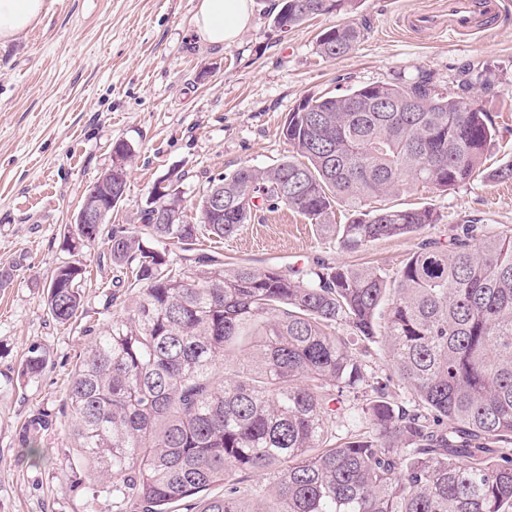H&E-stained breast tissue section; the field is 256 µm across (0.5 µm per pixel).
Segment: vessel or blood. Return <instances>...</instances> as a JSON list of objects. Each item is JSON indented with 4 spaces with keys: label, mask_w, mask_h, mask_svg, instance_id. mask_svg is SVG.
Wrapping results in <instances>:
<instances>
[{
    "label": "vessel or blood",
    "mask_w": 512,
    "mask_h": 512,
    "mask_svg": "<svg viewBox=\"0 0 512 512\" xmlns=\"http://www.w3.org/2000/svg\"><path fill=\"white\" fill-rule=\"evenodd\" d=\"M500 15V0H441L437 10L406 14L403 28L409 33L445 29L453 35L470 36L486 31Z\"/></svg>",
    "instance_id": "b4317fda"
}]
</instances>
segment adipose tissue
<instances>
[{"instance_id":"obj_1","label":"adipose tissue","mask_w":512,"mask_h":512,"mask_svg":"<svg viewBox=\"0 0 512 512\" xmlns=\"http://www.w3.org/2000/svg\"><path fill=\"white\" fill-rule=\"evenodd\" d=\"M47 0H0V41L25 35L37 26ZM253 0H197L193 28L200 41L223 44L235 41L248 26Z\"/></svg>"}]
</instances>
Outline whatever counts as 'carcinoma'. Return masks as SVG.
I'll return each instance as SVG.
<instances>
[{
    "mask_svg": "<svg viewBox=\"0 0 512 512\" xmlns=\"http://www.w3.org/2000/svg\"><path fill=\"white\" fill-rule=\"evenodd\" d=\"M355 2L281 0L274 22L288 29ZM363 37L356 23L329 26L317 53L334 61ZM469 90L450 96L424 70L307 96L282 126L291 155L211 179L197 222L112 225L103 256L131 276L120 283L135 299L85 347L66 400L80 486L107 512H512V233L468 224L446 245L419 244L390 279L325 264L295 279L200 257L184 277L166 268L169 250L220 242L264 208H290L354 253L437 222L426 206L370 210L372 198L512 181V159L485 167L496 128ZM218 187L219 219L207 210ZM338 202L356 212L350 223L334 222ZM97 233L72 224L64 241ZM84 273L48 276L56 322L81 313ZM380 351L385 382L367 360ZM46 364L32 345L18 377ZM346 393L362 404L343 423ZM52 425L44 410L28 416L29 452Z\"/></svg>",
    "mask_w": 512,
    "mask_h": 512,
    "instance_id": "carcinoma-1",
    "label": "carcinoma"
}]
</instances>
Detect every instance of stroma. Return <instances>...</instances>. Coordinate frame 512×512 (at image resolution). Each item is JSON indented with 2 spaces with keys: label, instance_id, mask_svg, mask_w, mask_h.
Segmentation results:
<instances>
[{
  "label": "stroma",
  "instance_id": "35a3bbf8",
  "mask_svg": "<svg viewBox=\"0 0 512 512\" xmlns=\"http://www.w3.org/2000/svg\"><path fill=\"white\" fill-rule=\"evenodd\" d=\"M437 2L357 0L350 18L364 25L365 36L333 62L319 58L316 38L338 15L284 31L274 23L281 0H254L251 24L224 46L193 36L195 0H54L34 32L0 42V268L16 269L0 287V512L105 510L72 483L77 463L66 395L81 352L123 314L130 295L115 286L116 270L100 265L103 241L70 251L63 234L87 189L110 167L115 141L131 142L136 156L113 223L136 224L150 187L170 172L182 175L186 213L194 218L211 176L287 157L281 129L304 97L408 80L423 70L453 94L470 67V94L498 130L487 164L512 159V18L473 36L404 32V13ZM370 204L427 206L438 220L419 234L349 253L303 216L264 209L223 243L203 240L202 249L297 277L319 262L392 276L423 240L449 242L467 224L512 232V182L479 177L445 192L421 188ZM75 259L86 266L82 314L61 325L48 311L43 282ZM34 343L47 366L17 385ZM43 408L57 424L38 438L45 452L38 460L20 433L27 416Z\"/></svg>",
  "mask_w": 512,
  "mask_h": 512
}]
</instances>
